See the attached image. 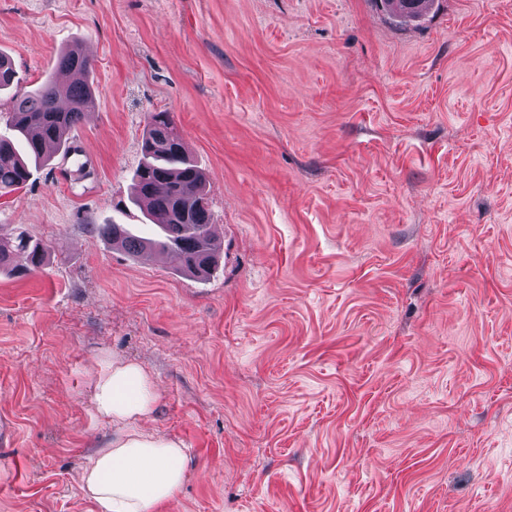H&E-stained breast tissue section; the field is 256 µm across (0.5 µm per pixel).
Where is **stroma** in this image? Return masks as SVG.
<instances>
[{
    "label": "stroma",
    "mask_w": 512,
    "mask_h": 512,
    "mask_svg": "<svg viewBox=\"0 0 512 512\" xmlns=\"http://www.w3.org/2000/svg\"><path fill=\"white\" fill-rule=\"evenodd\" d=\"M94 63L68 147L0 197V512H92L100 358L195 470L162 512H512V0H0L13 92ZM172 113L222 246L205 279L92 225ZM85 155L81 172L67 160ZM389 12L398 19L416 20L432 0H381ZM50 251V245L24 231H0V269H13L19 273L37 271L45 265ZM20 256L24 258V264L14 265Z\"/></svg>",
    "instance_id": "1"
}]
</instances>
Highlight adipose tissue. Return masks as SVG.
Returning a JSON list of instances; mask_svg holds the SVG:
<instances>
[{"mask_svg": "<svg viewBox=\"0 0 512 512\" xmlns=\"http://www.w3.org/2000/svg\"><path fill=\"white\" fill-rule=\"evenodd\" d=\"M159 399L158 388L139 364L103 363L93 402L99 415L111 421L112 438L80 477L82 495L97 512H160L192 473L193 458L184 444L149 428Z\"/></svg>", "mask_w": 512, "mask_h": 512, "instance_id": "obj_1", "label": "adipose tissue"}]
</instances>
